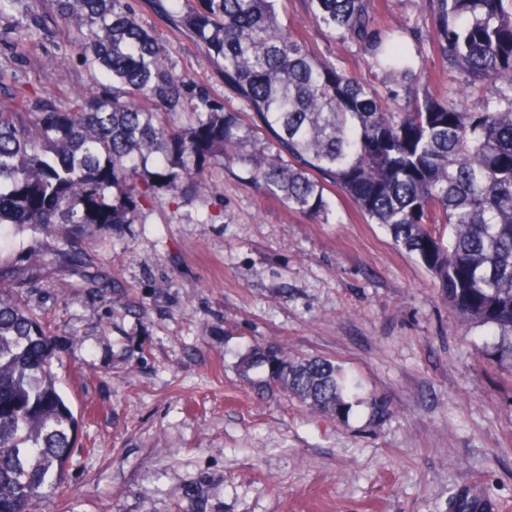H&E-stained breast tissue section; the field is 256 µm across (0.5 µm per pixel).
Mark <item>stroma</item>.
<instances>
[{
	"mask_svg": "<svg viewBox=\"0 0 512 512\" xmlns=\"http://www.w3.org/2000/svg\"><path fill=\"white\" fill-rule=\"evenodd\" d=\"M27 6L0 11V91L90 84L53 0L39 4L50 35L13 52ZM276 6L312 53L383 88L358 46L309 22L308 0ZM131 10L177 69L249 123L156 0ZM376 19L426 25L418 0H376ZM220 192L177 208L161 191L138 223L88 225L82 246L101 287L52 277L29 289L80 420L60 489L33 512H449V488L466 482L512 512V370H482L497 359L492 329L460 324L424 266L345 198L342 223L317 224L238 166ZM269 340L333 360L356 385L348 416L258 397L239 363ZM374 396L389 400L388 418L371 416Z\"/></svg>",
	"mask_w": 512,
	"mask_h": 512,
	"instance_id": "35a3bbf8",
	"label": "stroma"
}]
</instances>
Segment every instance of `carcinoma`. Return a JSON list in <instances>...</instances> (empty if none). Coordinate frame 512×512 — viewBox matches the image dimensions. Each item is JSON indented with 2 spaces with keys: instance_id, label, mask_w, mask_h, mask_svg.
Wrapping results in <instances>:
<instances>
[{
  "instance_id": "obj_1",
  "label": "carcinoma",
  "mask_w": 512,
  "mask_h": 512,
  "mask_svg": "<svg viewBox=\"0 0 512 512\" xmlns=\"http://www.w3.org/2000/svg\"><path fill=\"white\" fill-rule=\"evenodd\" d=\"M16 26L45 31L35 5ZM313 22L362 48L391 77L385 92L313 55L276 0H165L172 27L194 37L253 125L173 65L166 42L128 0H55L83 62L112 80L70 92L0 98V225L55 240L47 256L0 258V512H29L75 447L77 419L58 390L52 337L25 301L46 275L98 287L78 244L89 224H135L157 191L176 206L219 191L240 165L250 181L319 224H340L330 194L350 200L414 255L466 324L498 330L512 361V0H423L436 55L459 82L433 91L406 32L375 27V0H309ZM263 131L267 142L253 144ZM155 160V169L148 161ZM240 375L313 413L348 415L341 369L295 357L274 341L252 349ZM454 512H478L461 487Z\"/></svg>"
}]
</instances>
